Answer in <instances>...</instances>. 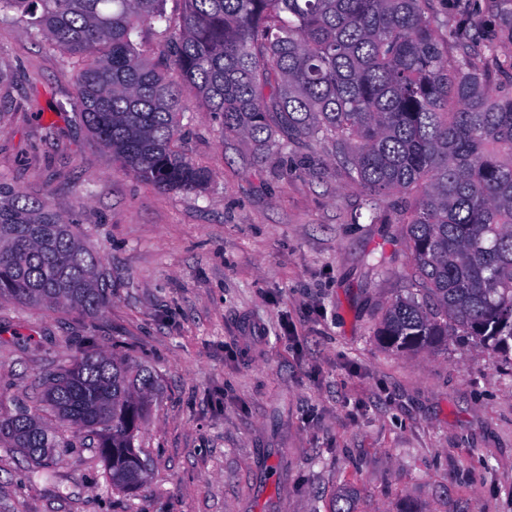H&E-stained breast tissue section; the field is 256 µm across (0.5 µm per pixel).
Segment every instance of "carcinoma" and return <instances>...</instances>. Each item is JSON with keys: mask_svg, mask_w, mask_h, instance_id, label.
I'll use <instances>...</instances> for the list:
<instances>
[{"mask_svg": "<svg viewBox=\"0 0 512 512\" xmlns=\"http://www.w3.org/2000/svg\"><path fill=\"white\" fill-rule=\"evenodd\" d=\"M0 0V17L25 24L49 49L81 63L74 124L112 162L162 191H202L208 172L176 147L187 98L279 155L331 145L353 183L395 192L411 250L413 297L386 310L377 336L417 351L467 336L512 361V52L486 37L485 62L444 51L430 0ZM176 26L166 40L180 85L144 58L145 26ZM112 284L76 220L0 177V300L104 308ZM154 373L88 348L45 373L44 402L60 427L26 406L0 417V449L35 469L97 437L112 487L141 485L136 449Z\"/></svg>", "mask_w": 512, "mask_h": 512, "instance_id": "obj_1", "label": "carcinoma"}]
</instances>
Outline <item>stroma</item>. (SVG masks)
I'll list each match as a JSON object with an SVG mask.
<instances>
[{
	"mask_svg": "<svg viewBox=\"0 0 512 512\" xmlns=\"http://www.w3.org/2000/svg\"><path fill=\"white\" fill-rule=\"evenodd\" d=\"M435 31L512 25V0H433ZM0 175L76 215L111 276L95 313L0 300V416L57 426L41 379L88 346L157 377L138 445L150 469L113 491L75 438L49 480L0 454V512H512V366L449 337L422 352L375 333L414 295L397 195L369 211L329 145L312 162L224 134L191 104L178 148L211 175L164 192L71 120L75 60L0 22Z\"/></svg>",
	"mask_w": 512,
	"mask_h": 512,
	"instance_id": "stroma-1",
	"label": "stroma"
}]
</instances>
